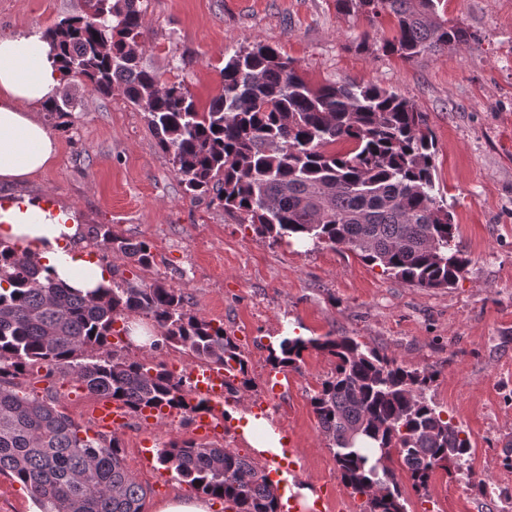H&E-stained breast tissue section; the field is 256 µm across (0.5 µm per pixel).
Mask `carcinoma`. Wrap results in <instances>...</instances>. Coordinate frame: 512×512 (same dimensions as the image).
Returning <instances> with one entry per match:
<instances>
[{"label":"carcinoma","instance_id":"obj_1","mask_svg":"<svg viewBox=\"0 0 512 512\" xmlns=\"http://www.w3.org/2000/svg\"><path fill=\"white\" fill-rule=\"evenodd\" d=\"M440 0H336L338 10L392 35L375 48L413 60L469 44L473 33L438 14ZM139 0H84L43 38L60 59L63 79L80 78L108 97L120 87L147 114L160 150L193 200L209 197L241 224L274 243L345 248L383 273L422 287L452 288L470 259L455 242L456 225L435 186V140L425 113L408 98L374 84L312 86L294 61L268 45L224 57V92L202 109L181 81H163L140 65ZM57 128L73 125L63 97L45 107ZM346 144L338 151L336 145ZM87 238L123 264H155L153 245L108 224ZM186 296L159 282L120 278L82 291L42 275L35 256L0 244V474L26 489L41 512H143L147 491L129 473L118 439L89 435L14 380L35 366H66L93 395L134 413L176 409L196 414L195 398L164 364L132 360L112 349L116 324L152 320L150 349L173 347L224 370L234 396L251 385L248 359L224 323L188 309ZM276 368H298L314 350L335 359L311 398L321 434L334 449L340 481L364 497L363 512H404L405 492L382 449L394 450L415 492L428 491L440 469L451 475L470 441L425 396L434 373L409 369L350 336L285 337ZM161 465L231 512H281L278 485L253 458L214 443L173 440Z\"/></svg>","mask_w":512,"mask_h":512}]
</instances>
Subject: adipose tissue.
Returning <instances> with one entry per match:
<instances>
[{
	"mask_svg": "<svg viewBox=\"0 0 512 512\" xmlns=\"http://www.w3.org/2000/svg\"><path fill=\"white\" fill-rule=\"evenodd\" d=\"M62 83L59 63L36 35L0 37V182L12 183L45 170L57 141L40 111ZM83 233L75 213L42 199L20 197L0 204V242L20 244L46 274L80 289L107 282L108 272L75 247Z\"/></svg>",
	"mask_w": 512,
	"mask_h": 512,
	"instance_id": "ef3b65f1",
	"label": "adipose tissue"
}]
</instances>
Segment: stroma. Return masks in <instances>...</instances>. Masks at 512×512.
Wrapping results in <instances>:
<instances>
[{
    "label": "stroma",
    "instance_id": "1",
    "mask_svg": "<svg viewBox=\"0 0 512 512\" xmlns=\"http://www.w3.org/2000/svg\"><path fill=\"white\" fill-rule=\"evenodd\" d=\"M142 8V66L184 81L200 107L223 91L225 54L259 42L293 60L313 86L374 83L414 101L428 115L436 183L471 260L464 279L420 288L344 249L271 243L208 199H190L144 113L121 91L104 98L76 79L64 84L75 125L56 132L55 163L23 183H0V200L48 196L83 226L109 224L150 240L156 263L142 279L180 290L192 311L235 337L250 364L253 415L293 436L303 453L298 480L327 486L326 512H361L364 500L338 478L312 411L331 357L306 353L274 408L264 405L269 348L288 326L308 337L351 336L436 372L426 396L466 431L471 455L457 475L436 471L425 498L409 492L406 471L393 463L407 512H512V0H443L444 18L477 41L412 61L357 51L367 24L339 14L336 0H142ZM81 9L82 0H0V36L42 33ZM19 387L55 396L60 410L97 433V398L74 375L37 367ZM194 436L181 413L126 421L118 440L147 491L144 512L194 496L155 459L170 440Z\"/></svg>",
    "mask_w": 512,
    "mask_h": 512
}]
</instances>
